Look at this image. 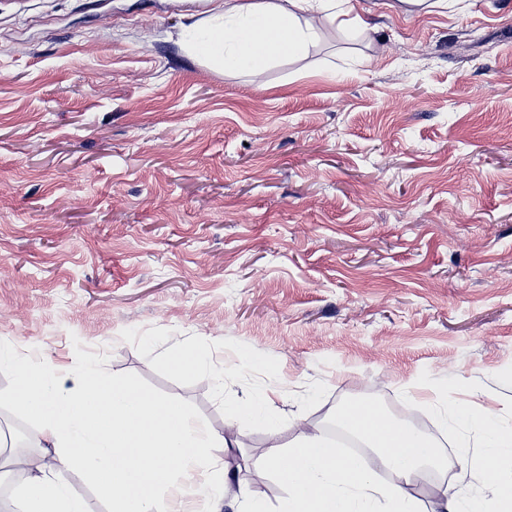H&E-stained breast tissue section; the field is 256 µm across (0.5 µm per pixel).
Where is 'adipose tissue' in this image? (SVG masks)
Wrapping results in <instances>:
<instances>
[{
  "label": "adipose tissue",
  "instance_id": "obj_1",
  "mask_svg": "<svg viewBox=\"0 0 512 512\" xmlns=\"http://www.w3.org/2000/svg\"><path fill=\"white\" fill-rule=\"evenodd\" d=\"M334 0H212L201 17L179 33L185 52L201 65L224 74L260 77L282 60L306 59L322 36L324 22L339 28L360 25V18L338 19ZM339 420L368 447L377 449L397 482L372 479L361 463L351 461L331 443L301 437L285 448L271 449L268 464L286 483L288 493L277 512H421L409 486L420 481L435 446L366 403L346 406ZM476 429L483 451L460 458L497 486L494 510L477 502L470 512H512V434L482 418ZM21 512H87L84 502L59 478H34Z\"/></svg>",
  "mask_w": 512,
  "mask_h": 512
}]
</instances>
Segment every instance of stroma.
<instances>
[{"label": "stroma", "instance_id": "stroma-1", "mask_svg": "<svg viewBox=\"0 0 512 512\" xmlns=\"http://www.w3.org/2000/svg\"><path fill=\"white\" fill-rule=\"evenodd\" d=\"M355 2L256 80L184 54L199 0H0V340L192 402L236 478L174 512L278 507L269 449L359 399L427 424L423 512L496 495L430 408L512 430V0Z\"/></svg>", "mask_w": 512, "mask_h": 512}]
</instances>
